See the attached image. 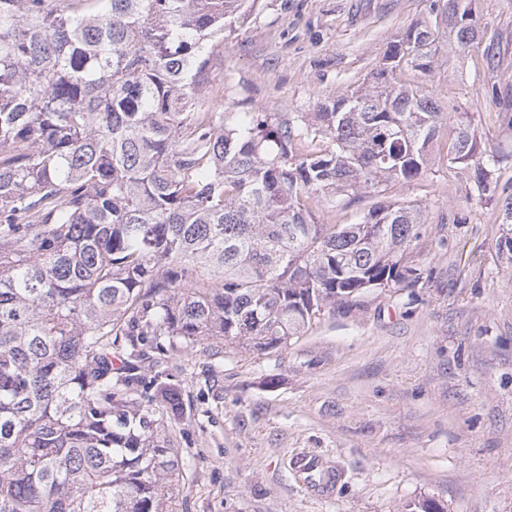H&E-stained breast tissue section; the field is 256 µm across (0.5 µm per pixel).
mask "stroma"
I'll use <instances>...</instances> for the list:
<instances>
[{
	"mask_svg": "<svg viewBox=\"0 0 512 512\" xmlns=\"http://www.w3.org/2000/svg\"><path fill=\"white\" fill-rule=\"evenodd\" d=\"M434 0H257L209 46L198 112H312L357 88L410 24L447 31ZM500 41L449 52L400 82L431 92L448 125L469 113L483 146L502 156L495 188L478 195L448 167L441 136L428 169L380 193L310 200L324 224H349L385 201L420 205L426 222L414 288L374 290L327 312L300 338L257 355L201 340L160 364L185 406L164 435L182 461L177 512H512V261L499 250L512 196V0H477ZM278 377L277 387L266 385ZM320 456L336 474L309 491L293 467Z\"/></svg>",
	"mask_w": 512,
	"mask_h": 512,
	"instance_id": "35a3bbf8",
	"label": "stroma"
}]
</instances>
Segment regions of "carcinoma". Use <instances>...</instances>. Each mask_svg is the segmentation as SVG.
I'll list each match as a JSON object with an SVG mask.
<instances>
[{
  "label": "carcinoma",
  "mask_w": 512,
  "mask_h": 512,
  "mask_svg": "<svg viewBox=\"0 0 512 512\" xmlns=\"http://www.w3.org/2000/svg\"><path fill=\"white\" fill-rule=\"evenodd\" d=\"M249 1L0 0V512H176L161 431L184 404L138 374L143 346L263 354L424 279L407 258L421 206L336 226L306 201L426 171L446 116L396 71L431 73L439 35L411 25L316 112L189 111ZM445 11L448 50L495 58L457 0ZM446 159L480 194L502 163L468 118Z\"/></svg>",
  "instance_id": "1"
}]
</instances>
